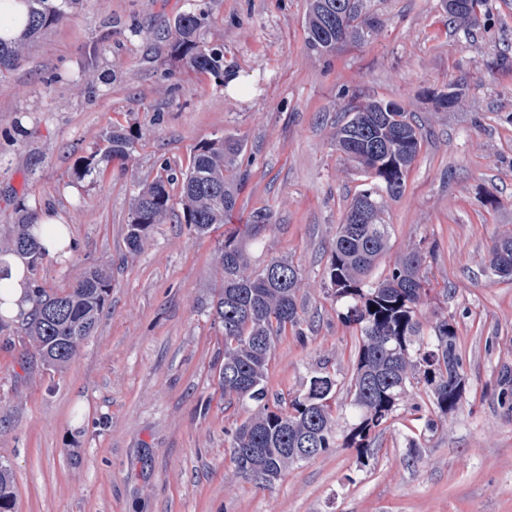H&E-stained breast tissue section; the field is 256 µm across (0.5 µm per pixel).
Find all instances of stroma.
<instances>
[{
  "instance_id": "35a3bbf8",
  "label": "stroma",
  "mask_w": 512,
  "mask_h": 512,
  "mask_svg": "<svg viewBox=\"0 0 512 512\" xmlns=\"http://www.w3.org/2000/svg\"><path fill=\"white\" fill-rule=\"evenodd\" d=\"M367 5L376 34L319 54L306 42L308 0H82L0 77V237L21 211H50L76 247L44 257L35 281L66 288L92 266L112 274L96 332L62 371L0 332V463L13 472L14 512H512V406L500 400L512 390V280L488 271L494 241L512 236V70L486 66L512 56V0H488L454 28L441 0ZM189 12L223 45V74L171 55L165 35ZM452 84L459 103L440 108ZM353 97L396 102L421 129L406 191L386 203L390 249L373 275L408 247L428 251L422 313L454 320L466 400L420 451L408 441L421 422L399 417L374 460L333 448L262 486L235 474L225 434L248 408L225 407L217 384L218 251L234 235L252 269L283 257L302 270L307 339L277 340L270 395L300 390L325 357L348 384L354 336L324 272L362 184L336 149ZM114 124L150 135L127 160L79 177ZM227 133L247 143L248 179L226 224L200 236L171 216L129 253L136 186L186 169ZM257 208L272 222L253 236Z\"/></svg>"
}]
</instances>
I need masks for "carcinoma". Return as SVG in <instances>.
Returning a JSON list of instances; mask_svg holds the SVG:
<instances>
[{
    "label": "carcinoma",
    "mask_w": 512,
    "mask_h": 512,
    "mask_svg": "<svg viewBox=\"0 0 512 512\" xmlns=\"http://www.w3.org/2000/svg\"><path fill=\"white\" fill-rule=\"evenodd\" d=\"M27 24L15 39H0V75L14 69L26 47L51 25L71 14L82 0H24ZM349 6L353 36L362 43L376 31L366 21L364 0H309L307 44L323 54L336 49V33L326 5ZM448 24L483 10L487 0H442ZM205 18L187 13L167 34L171 54L200 73H220L224 53L218 44L200 38ZM143 134L114 127L104 137L103 159L130 157ZM422 146L415 117L392 101L353 98L345 106L336 130V147L356 162L364 183L337 226L330 246L325 280L331 295L343 306L342 320L355 332L349 402L338 399L336 372L323 361L289 398L288 407L270 405L267 372L275 341L287 330L304 338L298 297L304 282L299 266L287 258L273 259L262 270L251 268L242 244L224 239L218 263L222 285L213 304V324L224 336V357L218 383L224 400L250 402L249 416L231 430L230 448L235 473L261 485L271 483L304 458L294 454L309 437L321 455L342 441L345 448L368 454L376 436L403 409L433 431L462 402L466 390L463 358L456 329L442 317L425 330L421 307L430 288L424 272L426 256L412 246L396 257L388 273L371 279L377 262L389 250L390 225L382 218L385 198L400 197L409 171ZM245 140L228 134L209 140L193 153L177 178L158 175L138 186L126 224L129 252L141 250L152 227L164 223L175 206L184 222L204 236L237 203L247 180L240 158ZM178 187V195L171 193ZM32 222L12 225L6 250L29 258L35 267L44 253L33 236ZM489 270L512 278V237L494 242ZM112 289V275L104 268L83 272L63 289L39 284L31 291V310L20 320L21 341L32 347L42 364L64 369L83 342L97 328ZM375 310H370V307ZM347 414L350 422L339 427ZM0 512H14L11 472L0 465Z\"/></svg>",
    "instance_id": "obj_1"
}]
</instances>
